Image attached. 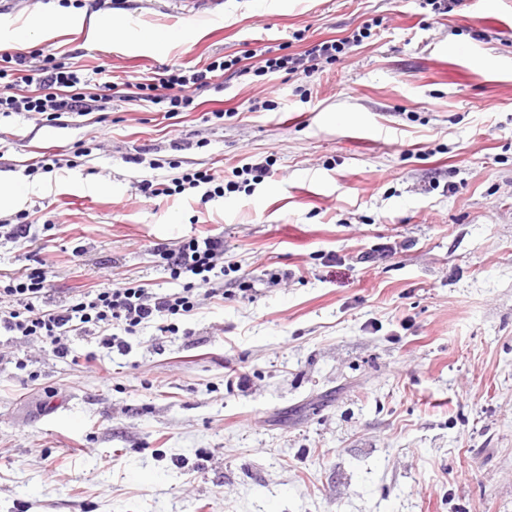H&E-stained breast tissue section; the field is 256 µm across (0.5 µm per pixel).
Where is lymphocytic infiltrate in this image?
<instances>
[{
    "instance_id": "lymphocytic-infiltrate-1",
    "label": "lymphocytic infiltrate",
    "mask_w": 512,
    "mask_h": 512,
    "mask_svg": "<svg viewBox=\"0 0 512 512\" xmlns=\"http://www.w3.org/2000/svg\"><path fill=\"white\" fill-rule=\"evenodd\" d=\"M207 73L176 65H166L152 79L135 83L129 97L161 107L168 118H175L194 101L197 92L210 88ZM35 86L31 96H0V114L36 112L51 120L91 114L96 99L93 78L74 63L44 54L40 65L23 77ZM133 186L147 199L171 197L186 189H202L203 200L223 197L234 189V182H223L209 169H193L181 177L166 179L157 175L141 176ZM153 252L163 261L173 280L181 281L180 291L156 293L130 282L116 283L70 296L65 304H55L49 288L51 276L47 260L36 266L14 271L0 270V332L17 340L37 339L49 344L54 356L70 361L69 336L96 339L106 348L126 353L127 334L150 323H158L162 332H170V318L192 316L197 308L194 292L206 289L216 295V278L224 274V237L203 232L183 238L177 244L157 243Z\"/></svg>"
}]
</instances>
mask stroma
<instances>
[{
	"mask_svg": "<svg viewBox=\"0 0 512 512\" xmlns=\"http://www.w3.org/2000/svg\"><path fill=\"white\" fill-rule=\"evenodd\" d=\"M143 40L130 54L66 26L69 10ZM52 18L44 48L97 72L101 122L0 116V172L36 185L27 247L55 301L136 282L172 289L154 243L224 236V294L129 336H85L74 366L0 335V512H512V0H7L0 22ZM371 35L306 74L256 75L252 51L299 56ZM189 29L179 43L173 30ZM236 60L165 118L125 98L165 64ZM224 118H216V111ZM197 137L204 147L171 150ZM91 156L26 175L41 154ZM163 176L272 160L205 202L147 200ZM53 229H44L45 220ZM83 247L82 258L72 256ZM378 249L375 262L358 263Z\"/></svg>",
	"mask_w": 512,
	"mask_h": 512,
	"instance_id": "35a3bbf8",
	"label": "stroma"
}]
</instances>
